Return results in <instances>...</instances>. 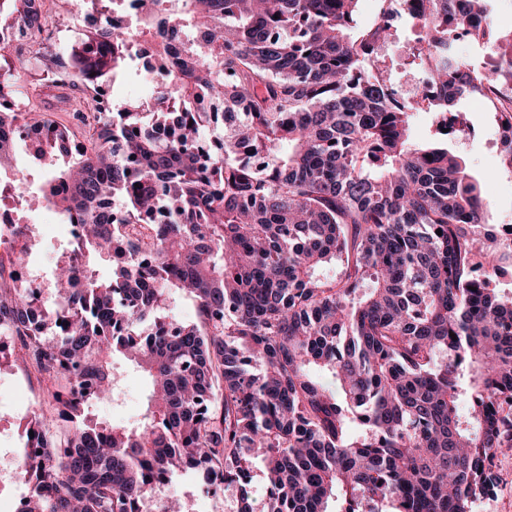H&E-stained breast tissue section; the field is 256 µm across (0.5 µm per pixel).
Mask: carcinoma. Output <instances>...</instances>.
Instances as JSON below:
<instances>
[{
    "instance_id": "obj_1",
    "label": "carcinoma",
    "mask_w": 512,
    "mask_h": 512,
    "mask_svg": "<svg viewBox=\"0 0 512 512\" xmlns=\"http://www.w3.org/2000/svg\"><path fill=\"white\" fill-rule=\"evenodd\" d=\"M410 1L428 111L498 92L512 173V30L488 0H378L365 24L360 0H133L165 36L150 112H114L102 91L135 45L114 0H66L100 24L34 59L86 146L0 103V164L19 126L42 129L33 157L68 158L42 197L78 228L79 262H58L48 293L0 276V336L19 339L0 357L53 378L65 418L28 422L21 512H170L161 488L184 470L233 492L234 512H472L493 495L512 448V294L491 283L512 247L479 239L482 185L415 145V107L389 95L378 49ZM20 21L49 27L34 0H0V38ZM21 89L0 49V95ZM182 289L197 323L158 315ZM118 353L150 380L131 427L86 415L112 399Z\"/></svg>"
}]
</instances>
